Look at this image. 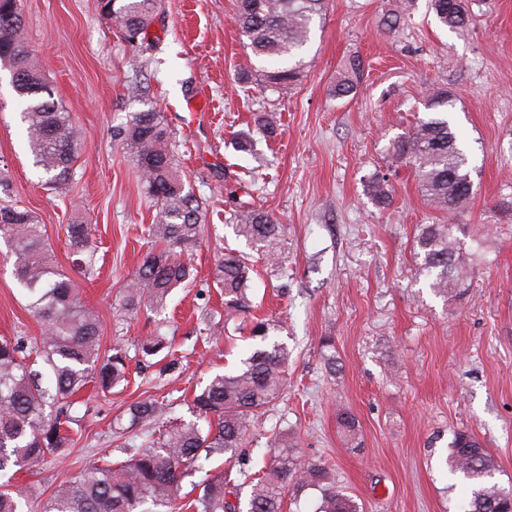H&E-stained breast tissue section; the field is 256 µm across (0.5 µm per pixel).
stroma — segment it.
<instances>
[{"label":"stroma","mask_w":512,"mask_h":512,"mask_svg":"<svg viewBox=\"0 0 512 512\" xmlns=\"http://www.w3.org/2000/svg\"><path fill=\"white\" fill-rule=\"evenodd\" d=\"M396 0H329L288 97L238 82L256 60L242 45L235 0H162L145 43L132 46L98 10L97 0H22L23 36L55 99L81 132L74 174L51 187L29 149L23 105L0 67V170L11 199L43 224L59 269L71 272L66 225H91L99 268L79 281L101 323V352L132 347L163 323L178 351L175 372L149 367L108 393L86 388L82 432L65 458L20 471L14 485L51 490L96 457L123 454L112 422L132 401L155 398L172 417L190 419L188 404L217 374L240 367L254 347L246 334L218 342L201 331V312L221 306L213 286L224 249L244 250L232 224L230 194L244 178L248 200L285 226L283 269L256 261L252 290L259 312L285 321L290 353L282 398L262 417L245 457L222 456L207 468H247L269 460V430L294 432L300 454L323 462L360 512H456L462 488L446 464L454 431L473 432L492 454L500 485L512 487V0H472L471 22L452 31L416 0L403 25L382 17ZM359 55L364 76L354 96L332 97L340 61ZM140 82L146 93L132 98ZM445 86L456 104L448 118L472 167L473 200L463 224L491 225L497 260L475 266L460 301L435 296L415 274L413 238L421 224L446 216L421 196L407 169L390 178L392 202L379 208L369 176L384 165L394 138L416 117L429 88ZM163 115L177 158L209 220L188 260L194 281L175 289L164 311L115 307L124 280L147 251L145 229L156 213L134 163L114 132L132 113ZM275 112L280 133H254V116ZM252 133L254 151H237L234 132ZM13 276L0 241V337L43 332ZM330 337L341 362L328 374L320 341ZM346 407L360 426L358 445L336 423Z\"/></svg>","instance_id":"1"}]
</instances>
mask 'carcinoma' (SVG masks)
I'll return each instance as SVG.
<instances>
[{
    "label": "carcinoma",
    "mask_w": 512,
    "mask_h": 512,
    "mask_svg": "<svg viewBox=\"0 0 512 512\" xmlns=\"http://www.w3.org/2000/svg\"><path fill=\"white\" fill-rule=\"evenodd\" d=\"M20 0H0V65L11 74L17 94L27 106L22 119L31 152L53 182L71 176L80 133L70 113L53 97V90L39 68L22 33ZM415 0H398L388 27L393 29L410 15ZM160 0H106L100 13L123 34L133 32L145 42ZM327 0H236L240 36L261 66L240 77L245 83L270 89L281 96L300 80L303 54L315 20L326 10ZM429 8L441 25L466 28L469 0H429ZM364 62L358 55L346 57L331 87L333 96L356 94ZM455 96L434 87L427 94V114L416 118L396 137L387 151V172L373 174L368 191L375 204H390L389 176L405 166L413 174L424 200L448 215L446 224H420L413 250L418 277L444 300H457L467 292L473 261L492 264L489 226L472 231L455 219L470 208L472 190L468 156L460 136L448 120ZM265 139L277 137L280 118L264 112L254 118ZM126 147L140 177L144 194L156 207L146 228L151 243L132 278L119 292V310L138 313L141 306L163 309L172 291L190 284L194 274L182 260L202 240L206 214L202 203L187 187L175 160L172 133L160 113L142 110L115 132ZM0 239L8 243L13 274L29 300L32 314L45 331L35 354L46 371L27 361L29 343L24 336L0 340V512H23L25 497L17 495L6 476L16 467L42 466L61 457L82 431L76 397L93 383L109 391L127 381L129 356L117 349L100 356L99 316L80 296L74 280L58 269L54 251L43 225L29 209L1 204ZM236 235L243 238L274 268L283 226L266 211L239 205L234 214ZM73 266L91 275L96 249L88 224L67 226ZM255 273L250 257L229 249L216 264L214 282L224 297L223 311L203 315L210 338H223L231 321L249 331L255 340L243 367L214 376L192 398L196 419L162 421L163 404L150 398L137 400L116 418L120 435L134 430L152 436L145 447H123L126 458L105 460L37 496L39 512H284L285 504L302 512L301 494L308 488L320 491L314 512H359L356 502L336 484L331 470L305 460L297 451L294 434L286 428L271 430L267 445L274 449L272 462L249 482L246 508L228 496H241L231 473L207 471L192 482L198 494H180L185 479L202 471L201 458L240 454L249 443L255 421L279 400L286 384L289 352L278 340L282 322L253 315L251 281ZM139 361L156 360L160 373L178 368L172 340L162 325L134 345ZM207 422V428L199 420ZM337 423L349 442L356 440L359 424L348 410L337 412ZM449 468L470 485L460 512H509L512 489L493 481L494 460L473 433L456 431L449 443Z\"/></svg>",
    "instance_id": "obj_1"
}]
</instances>
